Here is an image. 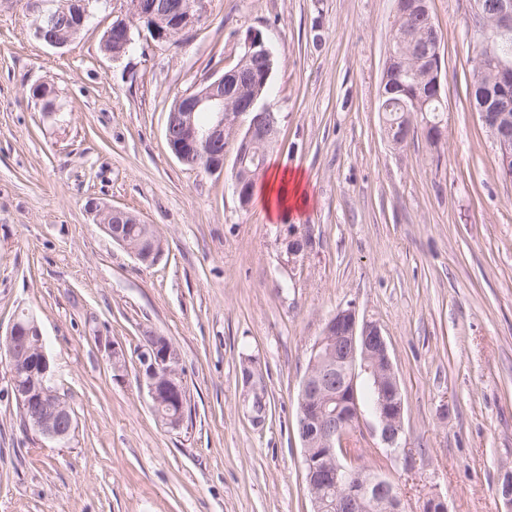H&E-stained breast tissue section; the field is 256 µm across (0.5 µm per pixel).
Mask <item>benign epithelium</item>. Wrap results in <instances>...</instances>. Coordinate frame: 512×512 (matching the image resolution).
I'll return each instance as SVG.
<instances>
[{
  "label": "benign epithelium",
  "instance_id": "7a95c632",
  "mask_svg": "<svg viewBox=\"0 0 512 512\" xmlns=\"http://www.w3.org/2000/svg\"><path fill=\"white\" fill-rule=\"evenodd\" d=\"M51 7L34 17L35 37L55 48L69 45L90 18L93 0H46ZM203 0H126L124 15L112 23L102 45L112 57L125 54L133 42L132 27L144 24L158 41H172L201 21ZM397 18L409 13L423 15L422 36L412 32L407 41L415 49L412 69L423 72L435 96H440L441 44L428 9L420 0H397ZM479 26L476 40L482 46L479 70L490 74L501 89L494 111L479 106L480 121L489 133L497 160L505 174L512 173V62L501 58L497 45L488 37L512 31V0H478ZM247 56L271 61L262 35H247ZM242 64L234 65L199 88L179 95L167 113L165 138L173 156L184 166L195 168L207 160L210 172L224 170L228 153H233V189L241 207L249 205L252 185L245 179L244 167L251 160L253 147L262 142L275 144L279 127L275 115L257 106L254 98L234 94L241 86ZM210 113L207 124L197 122V113ZM97 223L114 242L128 248L144 263L155 260L160 243L150 229L140 241L131 242L126 224H138L134 213L116 207L98 211ZM40 329L27 314L15 318L5 335L8 356L9 392L24 412L26 427L42 437L61 441L75 429L74 415L53 384V368L41 339ZM139 375L154 402L175 400L185 406L188 391L178 380V357L164 336H149L138 353ZM368 375L379 393L373 435L378 448L392 455L401 447L405 434V403L389 346L380 326L359 320L353 306L339 308L326 322L312 348L311 367L301 381L298 429L304 457L307 490L313 512H323L326 503L317 491L325 484L336 486L337 512H375L384 504L398 502L385 495L387 484L369 473L354 443L362 410L357 380ZM336 400L338 411L326 406ZM421 512H448L444 498L432 493L422 501Z\"/></svg>",
  "mask_w": 512,
  "mask_h": 512
}]
</instances>
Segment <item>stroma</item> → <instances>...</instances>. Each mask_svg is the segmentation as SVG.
<instances>
[{
	"mask_svg": "<svg viewBox=\"0 0 512 512\" xmlns=\"http://www.w3.org/2000/svg\"><path fill=\"white\" fill-rule=\"evenodd\" d=\"M37 0H0V331L41 327L76 420L66 442L23 428L3 396L0 512H312L298 392L327 319L355 304L386 336L405 400L396 455L355 437L405 512L440 493L448 512H506L512 470V178L467 97L478 71L475 0H429L442 35L443 137L393 146L378 96L395 0H204L171 42L134 33L121 58L104 0L67 47L38 40ZM274 59L264 102L282 135L267 171L304 177V205L241 208L232 161L190 169L165 139L175 97L234 66L248 31ZM53 88L54 111L31 96ZM150 224L151 264L115 243L96 207ZM313 245L296 261L289 235ZM179 358L191 416L153 413L138 375L147 335ZM125 355L109 360L111 347ZM260 375L252 422L242 371Z\"/></svg>",
	"mask_w": 512,
	"mask_h": 512,
	"instance_id": "stroma-1",
	"label": "stroma"
}]
</instances>
